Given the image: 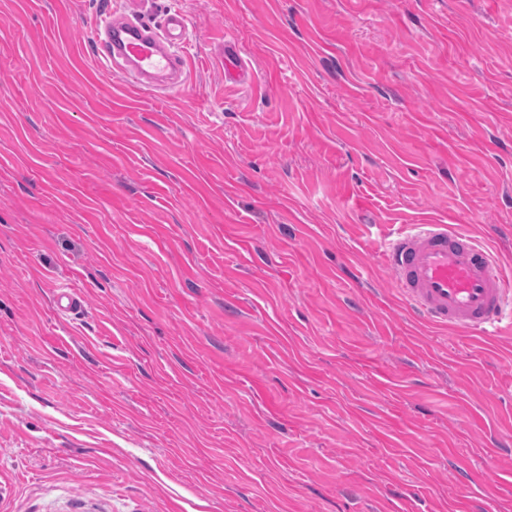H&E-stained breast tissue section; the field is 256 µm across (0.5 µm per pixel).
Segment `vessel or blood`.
Masks as SVG:
<instances>
[{
  "mask_svg": "<svg viewBox=\"0 0 512 512\" xmlns=\"http://www.w3.org/2000/svg\"><path fill=\"white\" fill-rule=\"evenodd\" d=\"M186 41V20L178 10L156 27L115 13L97 34L100 55L124 82L160 89L183 84L186 62L177 48ZM384 259L402 297L428 320L482 333L503 321L512 279L486 246L451 225H415L389 242ZM55 305L60 314H76L83 298L60 288Z\"/></svg>",
  "mask_w": 512,
  "mask_h": 512,
  "instance_id": "vessel-or-blood-1",
  "label": "vessel or blood"
}]
</instances>
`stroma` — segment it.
Masks as SVG:
<instances>
[{
  "label": "stroma",
  "instance_id": "35a3bbf8",
  "mask_svg": "<svg viewBox=\"0 0 512 512\" xmlns=\"http://www.w3.org/2000/svg\"><path fill=\"white\" fill-rule=\"evenodd\" d=\"M416 224L512 272V0H0V512H512V327L403 300ZM186 41V20L179 10L168 12L156 27L113 13L104 19L97 34L99 54L124 82L160 89L177 88L185 82V58L175 48ZM55 305L62 315L77 314L84 309L81 293L72 288H58L55 293Z\"/></svg>",
  "mask_w": 512,
  "mask_h": 512
}]
</instances>
